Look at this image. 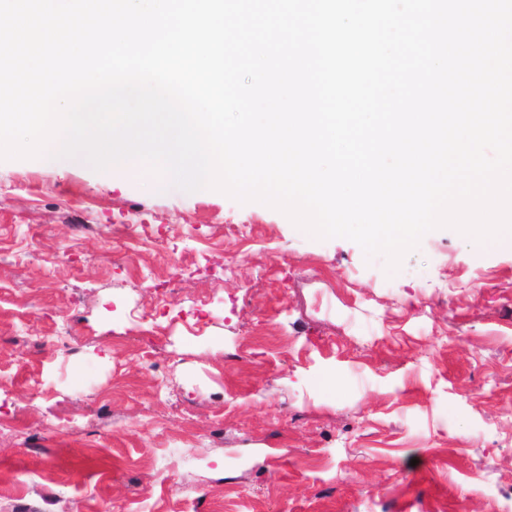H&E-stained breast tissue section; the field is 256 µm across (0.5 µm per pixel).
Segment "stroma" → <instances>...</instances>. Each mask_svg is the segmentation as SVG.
Returning a JSON list of instances; mask_svg holds the SVG:
<instances>
[{
	"label": "stroma",
	"mask_w": 512,
	"mask_h": 512,
	"mask_svg": "<svg viewBox=\"0 0 512 512\" xmlns=\"http://www.w3.org/2000/svg\"><path fill=\"white\" fill-rule=\"evenodd\" d=\"M0 512H512V251L0 161Z\"/></svg>",
	"instance_id": "35a3bbf8"
}]
</instances>
